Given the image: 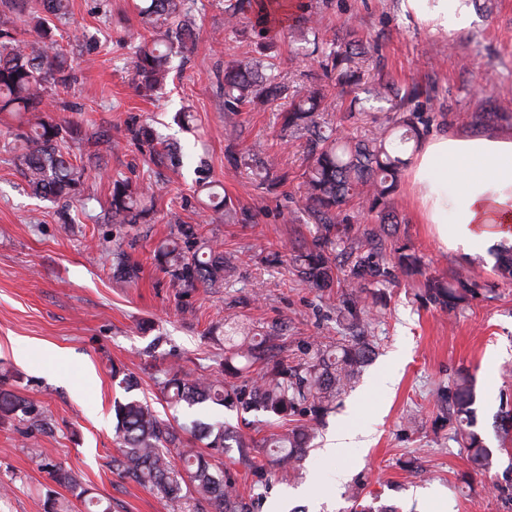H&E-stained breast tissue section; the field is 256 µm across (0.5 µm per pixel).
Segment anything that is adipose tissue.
<instances>
[{"instance_id": "adipose-tissue-1", "label": "adipose tissue", "mask_w": 512, "mask_h": 512, "mask_svg": "<svg viewBox=\"0 0 512 512\" xmlns=\"http://www.w3.org/2000/svg\"><path fill=\"white\" fill-rule=\"evenodd\" d=\"M421 24L460 31V0H404ZM407 177L418 192L423 223L463 259L512 246V138L443 134L417 150Z\"/></svg>"}]
</instances>
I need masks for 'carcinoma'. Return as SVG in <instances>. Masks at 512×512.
Returning <instances> with one entry per match:
<instances>
[{
	"mask_svg": "<svg viewBox=\"0 0 512 512\" xmlns=\"http://www.w3.org/2000/svg\"><path fill=\"white\" fill-rule=\"evenodd\" d=\"M185 0H135L141 22L152 29L151 38L137 34L132 82L143 96H153L165 87L172 73L175 50L193 43L191 24L184 15ZM41 12L31 10L29 0H0V114L17 120L13 132L17 158L31 193L38 197L70 201L82 196L85 171L99 167L109 151L111 135L95 124L70 123L56 117L46 99V89L67 91L77 81L69 63V53L61 48L56 25L70 13V0H40ZM252 16L251 28L267 39L273 26L293 19L292 31L301 51L318 55L320 68L336 79L341 92L350 95L346 111L368 112L373 103L390 104L388 111L401 113L379 125L371 137L351 141L325 131L321 115L330 103L328 93L314 81L295 83L273 74L276 64L254 58H233L224 63V118L228 126V148L240 136L237 116L244 110L261 111L275 100L286 101L279 112L282 131L307 138L311 149L302 173L304 206L315 224L311 243L292 258L299 280L317 290L345 284L339 316L357 324L367 316V293L371 288H389L398 283V272L423 275L419 257L406 247L387 252L386 242L393 235L398 216L390 203L405 165L406 153L417 147L430 123V117L409 103L418 97L414 88L406 89L392 80L380 78L361 98L354 94L364 80L367 63L375 47L360 40L348 29L340 38H323L318 20L301 4L290 0H224L225 21L231 25ZM39 35V47L28 49L18 35L27 29ZM144 162L154 166L178 168L182 157L161 146L157 131L135 118L124 129ZM259 185L274 192L288 183L289 173L271 160L258 161ZM359 198L368 210L377 213L378 223L354 229L340 220L352 199ZM214 207L224 210L227 224H252L254 214L225 198ZM156 198L152 183H133L126 178L111 181L107 220L134 227L149 224L155 215ZM171 237L154 254L158 267L182 288H222L234 276L231 257L224 256L223 244L201 232L198 224H187L174 215ZM113 258L114 271L134 281L137 264L129 261L120 248L106 250ZM494 271L512 281V247L493 251ZM426 299L442 309H464L476 298L478 284L469 277L424 275L419 282ZM231 343L224 357V370L244 374L265 359L264 343L257 342L245 327L232 322L224 331ZM371 344L363 339L343 345L327 355L313 351L311 361L296 367L275 365L258 379L241 386L226 387L218 379L190 377L181 371H166L157 380L166 399L176 405L211 402L229 410L247 409L255 404L278 416L303 409L319 416L332 408L345 387L358 377L359 368L369 359ZM448 401L455 414V432L468 459L479 473L494 464L493 451L473 430L475 393L468 377L461 375L448 388ZM0 414L18 415L32 427L42 425L40 407L10 390L0 388ZM191 431L207 440L211 453L224 449L253 447L254 440L222 424L193 422ZM113 432L119 445L110 468L122 478L144 486L181 512H250L236 480L227 470H217L210 458L184 447L180 430L159 419L148 402L126 397L113 405ZM315 437L308 425L272 432L263 439L269 455L283 468L293 466L309 449ZM41 469L57 484L66 486L83 504L85 512H112V501L90 492L75 475L64 470L54 458L39 452ZM40 512H69V504L48 492L39 500Z\"/></svg>",
	"mask_w": 512,
	"mask_h": 512,
	"instance_id": "cac0c4a2",
	"label": "carcinoma"
}]
</instances>
